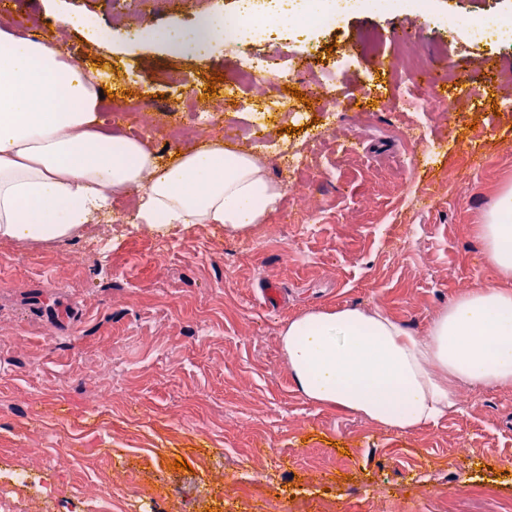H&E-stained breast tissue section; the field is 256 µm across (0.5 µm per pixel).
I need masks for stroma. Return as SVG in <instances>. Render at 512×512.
<instances>
[{
    "label": "stroma",
    "mask_w": 512,
    "mask_h": 512,
    "mask_svg": "<svg viewBox=\"0 0 512 512\" xmlns=\"http://www.w3.org/2000/svg\"><path fill=\"white\" fill-rule=\"evenodd\" d=\"M235 0H9L12 26L35 24L80 70L98 72L118 100L144 102L154 128L187 87L233 69L253 53L339 62L345 93L334 126L295 134L278 118L280 144L327 140L317 175L296 174L324 211L307 236L278 233L284 193L263 223L230 233L218 224L168 232L123 224L112 233V271L89 256L97 225L44 244L0 240V467L47 476L60 502L83 490L112 512H488L470 498L490 489L512 501V387L460 391L462 410L411 432L380 427L334 407L305 402L288 375L279 334L312 310L359 307L390 314L413 335L468 288L496 282L477 227L512 187V42L449 34L452 17L512 12V0H393L344 12L332 28L270 42L219 43L200 52L114 43L140 36V17L190 32ZM93 18L109 41L83 24ZM400 22L421 33L418 69L465 67L466 93L449 91L435 147L407 150L398 107L356 121L388 97L385 59H344L366 29ZM474 158L466 179L449 171ZM173 243L164 262L153 255ZM26 253L27 265L17 263ZM275 289L267 298V289ZM68 443L74 457L55 458ZM254 461L255 471L217 453ZM187 467L174 470L175 460Z\"/></svg>",
    "instance_id": "35a3bbf8"
}]
</instances>
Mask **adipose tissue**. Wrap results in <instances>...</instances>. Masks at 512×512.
<instances>
[{"mask_svg":"<svg viewBox=\"0 0 512 512\" xmlns=\"http://www.w3.org/2000/svg\"><path fill=\"white\" fill-rule=\"evenodd\" d=\"M101 84L59 45L0 23V239L47 243L96 223L116 194L153 230L262 223L280 184L249 153L223 143L160 165L146 142L101 134ZM479 234L498 282L456 297L424 336L378 310L309 311L286 324L280 345L300 396L410 432L459 410L462 387L512 386V189Z\"/></svg>","mask_w":512,"mask_h":512,"instance_id":"obj_1","label":"adipose tissue"}]
</instances>
